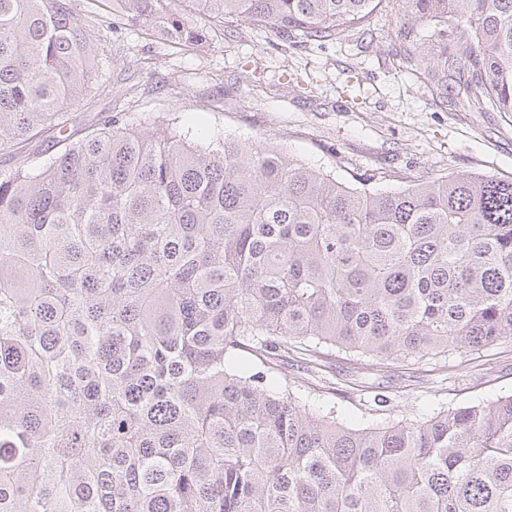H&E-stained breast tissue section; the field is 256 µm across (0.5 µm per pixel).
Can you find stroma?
<instances>
[{
	"label": "stroma",
	"mask_w": 512,
	"mask_h": 512,
	"mask_svg": "<svg viewBox=\"0 0 512 512\" xmlns=\"http://www.w3.org/2000/svg\"><path fill=\"white\" fill-rule=\"evenodd\" d=\"M403 18L378 13L361 49L347 31L323 45L283 43L247 24L203 47H176L157 27L123 25L98 9L97 61L103 89L77 113L76 129L111 119L145 127L166 117L203 142L213 133L287 147L295 158L349 180L372 167L392 188L451 172L512 176V113L461 111L400 72L391 54ZM280 376L335 404L340 420H401L419 408L447 409L512 392V342L451 355L448 361L368 359L323 346L309 357L275 358ZM387 403L376 410L374 398Z\"/></svg>",
	"instance_id": "35a3bbf8"
}]
</instances>
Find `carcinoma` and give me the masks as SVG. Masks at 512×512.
I'll list each match as a JSON object with an SVG mask.
<instances>
[{"label":"carcinoma","instance_id":"cac0c4a2","mask_svg":"<svg viewBox=\"0 0 512 512\" xmlns=\"http://www.w3.org/2000/svg\"><path fill=\"white\" fill-rule=\"evenodd\" d=\"M390 2L399 68L441 98L451 63L463 109L512 112V0L112 8L180 46L239 23L322 44ZM93 38L69 0H0V512H512V393L351 428L266 360L512 341V176L389 191L167 119L78 137Z\"/></svg>","mask_w":512,"mask_h":512}]
</instances>
